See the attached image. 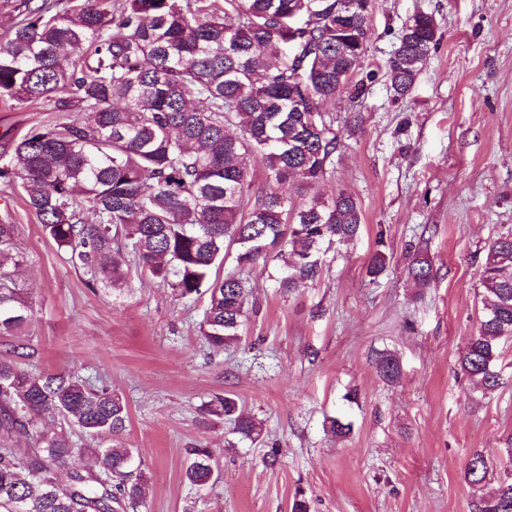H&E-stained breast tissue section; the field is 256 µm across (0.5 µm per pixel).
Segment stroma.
Here are the masks:
<instances>
[{
	"label": "stroma",
	"mask_w": 512,
	"mask_h": 512,
	"mask_svg": "<svg viewBox=\"0 0 512 512\" xmlns=\"http://www.w3.org/2000/svg\"><path fill=\"white\" fill-rule=\"evenodd\" d=\"M419 11L434 17L437 41L400 96L387 62ZM322 110L344 146L320 191L351 194L361 231L290 293L274 262L246 269L253 305L240 341L221 350L199 331L206 298H179L129 261L125 287L90 283L21 183L0 181L34 307L20 339L0 337V358L19 343L22 367L72 370L123 397L121 442L139 453L145 512H291L297 498L309 512H475L468 458L493 462L484 493L512 475V341L494 391L458 365L480 316L487 245L512 233V0H372L362 63ZM59 118L40 101L0 100V156ZM380 237L386 269L372 277ZM417 250L433 264L427 288L407 278ZM378 350L399 358L398 383L377 375ZM224 393L261 423L258 440L206 412ZM330 417L351 423L346 438L328 432ZM191 448L209 449L215 483H187Z\"/></svg>",
	"instance_id": "35a3bbf8"
}]
</instances>
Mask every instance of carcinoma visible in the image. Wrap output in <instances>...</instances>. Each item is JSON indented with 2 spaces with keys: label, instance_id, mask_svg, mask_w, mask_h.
<instances>
[{
  "label": "carcinoma",
  "instance_id": "1",
  "mask_svg": "<svg viewBox=\"0 0 512 512\" xmlns=\"http://www.w3.org/2000/svg\"><path fill=\"white\" fill-rule=\"evenodd\" d=\"M84 0L55 13L42 3L25 13L0 43V98L52 103L75 116L31 129L13 143L0 178L22 181L27 205L58 248L90 281L121 288L127 275L114 248L179 297L208 295L200 324L207 342L237 343L250 289L239 273L212 277L236 251L244 269L269 257L281 263L279 287L292 291L317 279L322 256L352 240L362 214L340 191H316L341 140L320 105L343 92L365 55L371 0ZM298 18L310 45L303 70L292 60L288 21ZM437 41L434 18L414 15L388 61L394 91L414 86ZM268 189L245 197L256 160ZM295 182L309 196L295 202L279 186ZM15 225L0 222V336H16L33 304L15 279L22 262ZM408 278L433 281L431 261L416 252ZM477 333L458 358L460 370L485 391L501 385L496 364L512 339V234L488 246ZM374 367L396 383V355L375 354ZM206 411L255 439L261 428L229 395ZM61 420L57 429L38 422ZM126 403L72 371L29 372L0 358V430L26 446L0 445V512H141L148 487L137 449L112 445L126 430ZM97 441L75 447L69 429ZM99 469L58 470L82 452ZM185 478L202 487L214 476L206 448L191 450ZM492 461L466 462L475 491ZM477 512H512V478L477 498Z\"/></svg>",
  "mask_w": 512,
  "mask_h": 512
}]
</instances>
